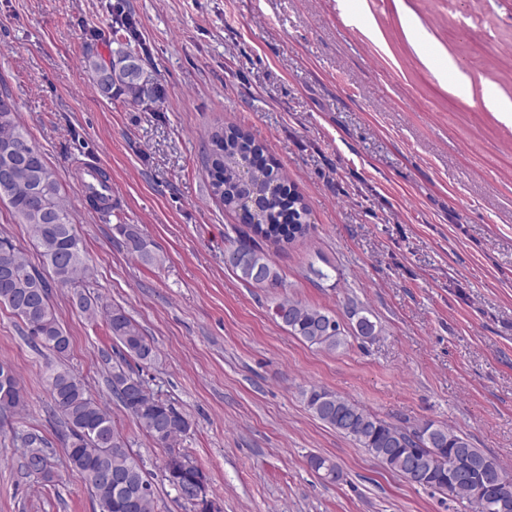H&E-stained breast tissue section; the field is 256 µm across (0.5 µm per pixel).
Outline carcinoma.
<instances>
[{
	"label": "carcinoma",
	"instance_id": "cac0c4a2",
	"mask_svg": "<svg viewBox=\"0 0 512 512\" xmlns=\"http://www.w3.org/2000/svg\"><path fill=\"white\" fill-rule=\"evenodd\" d=\"M116 43L109 63L88 61L97 76L96 86L106 96L120 93L139 102L151 91L142 59L131 48V43L120 39ZM16 114V108L0 104V161L5 146L21 144L37 157L38 167L17 168L12 187L0 189V202L7 204L12 213L28 225L48 274L32 266L26 254L9 238L0 237L3 253L14 268L11 281L6 285L0 283V305L9 307L25 324L27 335L59 359V363L47 366L45 379L54 407L62 417L65 455L70 467L85 476L96 475L93 492L100 512H153L154 487L144 465L131 454L112 422L109 409L61 362L68 353L70 337L50 302V282L73 286L79 283V275L87 272L85 250L73 215L62 202L61 186L55 173L41 150L28 141ZM205 165L211 177V194L230 210L246 207L247 195L240 188L239 180L242 169L253 170L254 183L260 189L274 186L261 220L249 225L252 235L234 239L230 233H224V238L230 242L225 253L229 254V267L241 280L268 288L281 286L278 271L256 238L285 245L305 235L309 215L305 199L278 164L264 156V146L234 125L210 134ZM86 201L101 219L107 221L112 216V202L99 192L90 191ZM115 230L139 262L146 266L162 264V257L139 225L117 224ZM75 304L91 317L103 313L112 337L129 356L143 364L155 360V347L122 307L101 309L81 291L75 292ZM274 313L291 335L312 346L333 351L345 343V331L336 317L324 310L285 297L277 303ZM354 330L363 338L378 333L377 324L365 315L357 317ZM111 385L112 394L137 425L159 447L168 449L162 476L172 490L181 491L176 500L192 505L193 512H200L193 501L192 490L202 469L193 462L184 464L186 456L175 450L179 438L191 428L189 419L172 403L152 393L125 358L112 364ZM304 396L308 409L320 421L355 440L388 469L401 472L403 458L411 455L431 461L421 483L423 488L448 490V471L437 464V453L457 456L464 450L470 452L485 465L482 476L488 480L489 492L475 500L462 487L455 497L468 501L475 512H512V471L505 469L495 457L474 447L467 436L432 422L411 430L386 422L321 386L311 387ZM24 400L25 392L15 371L0 362V418L11 416ZM24 445L25 457L36 460L39 468L36 477L52 481L45 439L29 433L24 437ZM310 464L330 481L340 478L338 466L326 457L314 455Z\"/></svg>",
	"mask_w": 512,
	"mask_h": 512
}]
</instances>
